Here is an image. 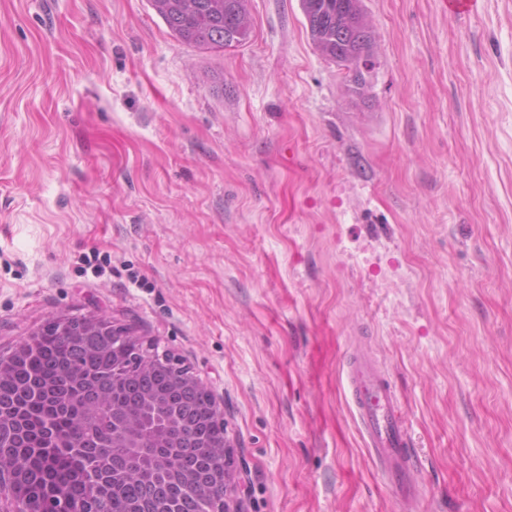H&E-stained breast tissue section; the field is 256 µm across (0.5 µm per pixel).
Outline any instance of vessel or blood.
<instances>
[{
    "instance_id": "obj_1",
    "label": "vessel or blood",
    "mask_w": 512,
    "mask_h": 512,
    "mask_svg": "<svg viewBox=\"0 0 512 512\" xmlns=\"http://www.w3.org/2000/svg\"><path fill=\"white\" fill-rule=\"evenodd\" d=\"M346 380L366 446L381 466L387 487L410 504L421 496L412 477L408 431L398 397L378 363L356 355L347 363Z\"/></svg>"
}]
</instances>
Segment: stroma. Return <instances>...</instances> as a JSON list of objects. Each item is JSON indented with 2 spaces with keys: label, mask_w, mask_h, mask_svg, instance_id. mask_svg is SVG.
<instances>
[{
  "label": "stroma",
  "mask_w": 512,
  "mask_h": 512,
  "mask_svg": "<svg viewBox=\"0 0 512 512\" xmlns=\"http://www.w3.org/2000/svg\"><path fill=\"white\" fill-rule=\"evenodd\" d=\"M203 52L148 0H0V354L99 317L224 407L244 512H512V0H363L364 97L301 0ZM375 357L424 494L384 483ZM346 380L366 446L380 464L387 487L406 504L417 501L421 489L411 476L408 431L385 373L375 360L353 355L347 363Z\"/></svg>",
  "instance_id": "35a3bbf8"
}]
</instances>
